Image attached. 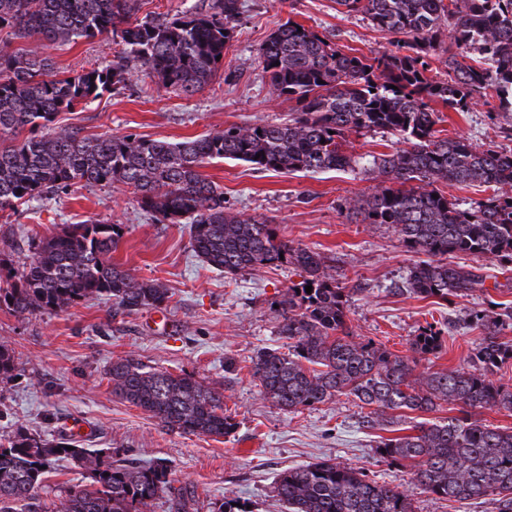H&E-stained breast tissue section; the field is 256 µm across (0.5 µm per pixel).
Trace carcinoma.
Here are the masks:
<instances>
[{
    "instance_id": "1",
    "label": "carcinoma",
    "mask_w": 512,
    "mask_h": 512,
    "mask_svg": "<svg viewBox=\"0 0 512 512\" xmlns=\"http://www.w3.org/2000/svg\"><path fill=\"white\" fill-rule=\"evenodd\" d=\"M138 0H0V31L34 46L13 52L0 46V213H15L49 191L75 185L124 186L137 205L162 224H188L190 243L207 266L229 274L289 264L302 281L279 302L280 335L290 350L265 348L252 359L262 397L292 412L352 396L370 414H423L444 404L461 415L420 421L411 433L380 437L376 451L391 466L413 468L428 492L456 501L492 496L497 512H512V430L492 428L470 410H512V387L491 379L512 363V342L498 326L512 321V306L482 310L488 327L470 370L416 372L408 358L352 336L343 288L321 253L292 247L271 225L224 206V191L200 168L214 159L244 162L255 170L293 173L344 170L356 164L346 149L353 132L389 131L405 144L374 157L380 184L346 199L364 224H386L405 246L424 255L409 270V291L448 302L483 287L481 276L448 263V256L512 264V149L477 148L468 139L439 136L442 121L432 103L466 112L488 90L512 112V0H336L346 13H362L373 26L399 36L393 50L356 55L333 36L289 20L258 49L272 92L295 103L288 118L266 124H226L181 142L133 135L86 137L53 126L125 80L133 69L157 89L191 96L223 66L240 0H212L174 16L133 18ZM110 37L123 46L112 64L72 76L52 72L45 50L55 44ZM448 78L430 76L431 57L444 43ZM29 130L22 140L16 135ZM439 182L477 183L492 194L463 208ZM122 231L104 221L69 224L39 240L0 287V308L24 316L67 310L106 295L133 312L168 298L154 280L112 262ZM312 286L306 292V286ZM443 338L426 328L412 349L430 354ZM11 341L0 338V380L15 376ZM112 392L169 430L226 437L238 427L221 395L191 376L120 357L108 370ZM67 459L89 482L69 486L56 512H152L157 500L171 512H188L182 489L160 460L148 466L114 460L72 438L18 431L0 443V512H48L45 478ZM276 496L287 512H414L408 495L363 471L318 461L280 473Z\"/></svg>"
}]
</instances>
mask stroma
I'll return each mask as SVG.
<instances>
[{
	"label": "stroma",
	"mask_w": 512,
	"mask_h": 512,
	"mask_svg": "<svg viewBox=\"0 0 512 512\" xmlns=\"http://www.w3.org/2000/svg\"><path fill=\"white\" fill-rule=\"evenodd\" d=\"M237 34L224 48V64L199 93L159 91L146 96L152 79L135 71L121 86L72 112L56 126L83 136L136 135L180 142L223 129L225 124L273 123L287 117L290 102L276 99L257 50L281 24L293 20L334 34L339 45L370 54L390 48L393 37L361 14L342 13L335 0H242ZM119 47L112 38L55 46L48 51L56 74L111 64ZM438 128L482 148H512V112L494 92L478 97L469 111L441 107ZM390 133L350 134L347 150L359 160L346 171L258 173L244 163L216 159L201 172L224 192L233 212L266 221L295 246L314 249L336 268L355 338L414 357L416 369H470L484 332L472 317L489 302L512 306V265L469 255L453 264L484 279L482 290L444 303L407 289L409 268L419 261L384 224H359L345 211L346 198L370 193L374 180L365 161L399 148ZM105 220L121 225L112 260L137 277L159 281L169 298L157 309H119L109 297L83 301L63 312L17 316L0 309V336L8 337L18 370L0 383V442L17 428L50 437L69 435L72 421L87 422L84 447L116 459L150 464L165 460L174 487L186 488L190 512H213L236 498L252 512H284L273 485L285 470L321 460L363 470L397 486L414 512H496L491 498H439L416 482L410 469L394 468L376 452L378 437L410 427V417L389 423L368 420L367 409L344 395L312 409L285 412L264 400L250 373L262 348L285 346L277 305L298 271L281 265L255 272L221 273L193 252L189 228L159 224L127 191L77 185L20 206L11 223H0V266L16 267L30 254L32 238H45L67 224ZM441 330L445 343L417 355L411 342L426 326ZM142 363L196 378L213 387L238 421L228 437L168 430L141 409L112 393L107 370L113 359Z\"/></svg>",
	"instance_id": "obj_1"
}]
</instances>
